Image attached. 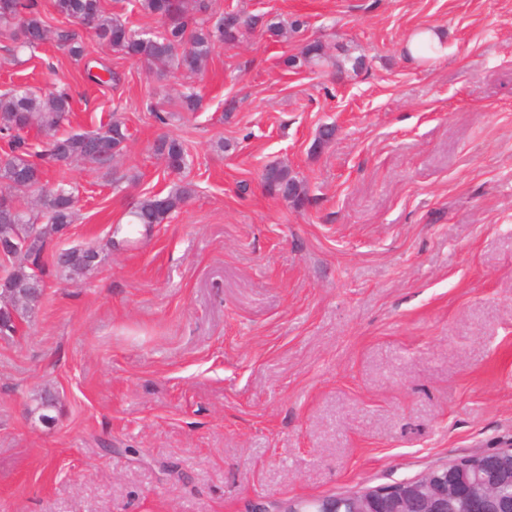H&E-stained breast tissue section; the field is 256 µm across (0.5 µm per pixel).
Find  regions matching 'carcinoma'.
Masks as SVG:
<instances>
[{
  "label": "carcinoma",
  "instance_id": "1",
  "mask_svg": "<svg viewBox=\"0 0 512 512\" xmlns=\"http://www.w3.org/2000/svg\"><path fill=\"white\" fill-rule=\"evenodd\" d=\"M135 2L139 11L154 17L158 29H134L122 14L106 11L102 0H53L55 25L44 20L38 0H0V34L19 41L23 49L55 42L72 61L80 64L90 49L80 32L67 27L69 23L77 24L90 30L98 45L143 64L151 72L163 75L175 71L193 79L202 75L215 49L238 46L258 27L278 42L302 26L298 20H266L243 9L216 16L211 12L210 0ZM348 63L358 70L364 60L350 56L338 59L320 40L304 44L298 54L284 59V65L292 69L331 67L338 73ZM177 107L180 112H199L203 109V98L188 87L179 94ZM71 111V97L65 92L37 94L20 88L0 93V136L7 146L0 156V239L31 241L28 261L6 270L8 279L20 289L13 308L22 322L37 314L50 281L85 277L93 268L87 262L84 247L68 249L63 265L49 263L47 251L54 237L63 235L78 219V189L64 179L48 186L44 169L34 160L37 152L18 132L35 128L42 133L46 138L44 152L61 170L83 164L94 171H108L127 149L130 137L126 123L115 113L92 131L63 133L61 128ZM153 152L164 159L166 168L174 174L187 166L186 146L177 138H158ZM261 182L268 193L297 208L309 204L300 181L286 165H267ZM193 193L191 184L182 182L166 193L144 194L127 213V235L148 232L155 225L170 222Z\"/></svg>",
  "mask_w": 512,
  "mask_h": 512
}]
</instances>
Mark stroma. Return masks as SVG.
<instances>
[{
  "mask_svg": "<svg viewBox=\"0 0 512 512\" xmlns=\"http://www.w3.org/2000/svg\"><path fill=\"white\" fill-rule=\"evenodd\" d=\"M236 6L305 25L216 50L194 114L174 111L181 77L95 45L120 76L103 87L55 44L0 36V93L66 85L70 130L115 112L132 134L119 187L67 170L79 218L52 249L104 248L134 199L169 189L161 135L186 142L195 190L0 338V512H247L512 443V0H211ZM422 25L444 58L404 52ZM316 38L364 68L287 70ZM273 161L305 208L264 190ZM45 386L50 426L29 413Z\"/></svg>",
  "mask_w": 512,
  "mask_h": 512,
  "instance_id": "stroma-1",
  "label": "stroma"
}]
</instances>
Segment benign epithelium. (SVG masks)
Listing matches in <instances>:
<instances>
[{"mask_svg": "<svg viewBox=\"0 0 512 512\" xmlns=\"http://www.w3.org/2000/svg\"><path fill=\"white\" fill-rule=\"evenodd\" d=\"M487 456L450 461L420 475L366 487L349 494L344 512H457L470 502L475 512H512V496L497 489L512 484V444ZM251 512H336V500H305L302 509H290L288 500L259 504Z\"/></svg>", "mask_w": 512, "mask_h": 512, "instance_id": "7a95c632", "label": "benign epithelium"}]
</instances>
